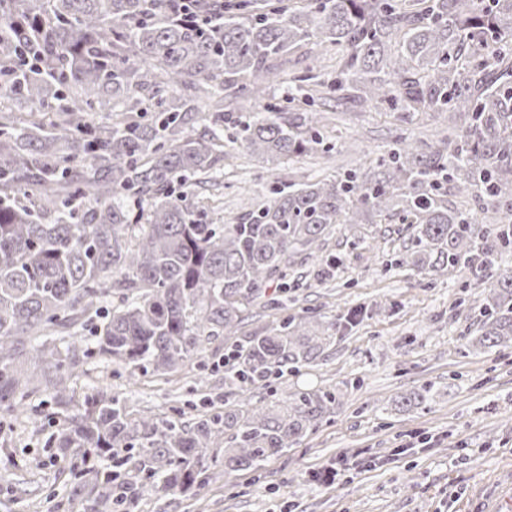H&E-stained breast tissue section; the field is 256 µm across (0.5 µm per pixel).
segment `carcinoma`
<instances>
[{"instance_id":"cac0c4a2","label":"carcinoma","mask_w":512,"mask_h":512,"mask_svg":"<svg viewBox=\"0 0 512 512\" xmlns=\"http://www.w3.org/2000/svg\"><path fill=\"white\" fill-rule=\"evenodd\" d=\"M316 40L335 51L320 83L402 117L447 112L441 146L400 138L370 173L290 182L241 224H213L193 193L172 191L224 160V91L233 130L268 162L327 153L319 113L253 109L279 62ZM218 131L190 130L201 96ZM0 406L42 391L68 412L56 447L99 459L74 493L89 512H133L144 492L199 494L259 470L330 413L335 393L299 389L265 407L224 408L190 423L132 418L101 392L71 403L69 372L94 355L164 374L224 336V387L239 392L312 365L336 323L301 312L245 332L251 308L278 307L288 266L317 257L343 224L396 218L411 229L398 267L479 273L478 344L512 342V271L489 272L512 248V0H0ZM91 112H152L99 124ZM37 202L21 195L30 183ZM482 194L495 218L448 205ZM151 199L148 209L140 201ZM81 198L85 203L74 207ZM111 279H106V274ZM101 319L89 343L82 332ZM30 359L34 370L19 365ZM224 452V471L210 459Z\"/></svg>"}]
</instances>
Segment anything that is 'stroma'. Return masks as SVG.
Listing matches in <instances>:
<instances>
[{
  "instance_id": "stroma-1",
  "label": "stroma",
  "mask_w": 512,
  "mask_h": 512,
  "mask_svg": "<svg viewBox=\"0 0 512 512\" xmlns=\"http://www.w3.org/2000/svg\"><path fill=\"white\" fill-rule=\"evenodd\" d=\"M336 55L309 43L281 67L257 114L266 106L300 112L288 94L299 78L328 73ZM318 110L335 119L323 134L328 154L272 164L224 135V166L217 183H197L194 200L216 224H236L271 199L290 175L311 179L368 168L398 138L437 143L448 117L429 112L397 121L390 105L361 107L328 93ZM351 246L337 227L324 253L335 258L331 281L288 291V309H251L248 331L277 325L285 312L305 308L347 323L311 367L256 385L244 394L224 391V340L205 342L191 365L159 375L140 372L129 382L119 364L90 359L74 378L76 404L105 391L129 412L186 421L224 406L268 404L299 388L334 390L336 404L318 427L259 472L235 473L201 495L141 496L134 512H486L487 497L512 490V346L487 354L473 347L477 306L484 296L468 270L430 275L392 266L409 242L406 225L364 224ZM423 391L426 405L405 408L401 397ZM18 416L0 407V512H85L72 490L80 454L62 452L50 438L63 425L43 395L29 397Z\"/></svg>"
}]
</instances>
